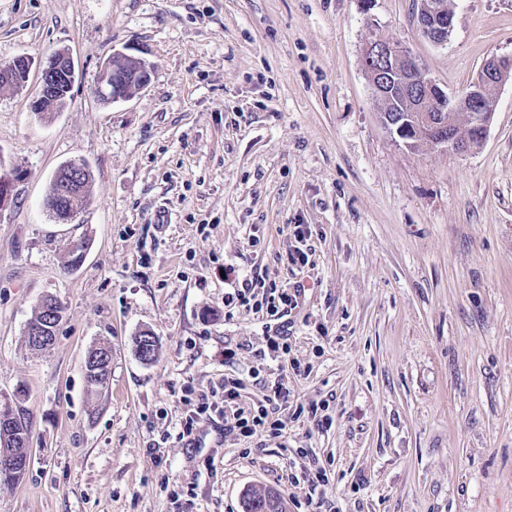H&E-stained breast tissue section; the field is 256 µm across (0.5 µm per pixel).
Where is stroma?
I'll return each instance as SVG.
<instances>
[{
    "label": "stroma",
    "mask_w": 512,
    "mask_h": 512,
    "mask_svg": "<svg viewBox=\"0 0 512 512\" xmlns=\"http://www.w3.org/2000/svg\"><path fill=\"white\" fill-rule=\"evenodd\" d=\"M415 0H0V68L68 51L77 78L43 120L37 74L0 91V395L31 427V463L0 512H242L251 486L288 512H512V79L484 144L410 150L380 124L362 66L371 34L402 43L449 93L512 56V0H454L446 44ZM134 48L150 85L105 105L102 63ZM87 208L46 209L66 162ZM312 230L309 263L289 253ZM88 243L75 271L67 243ZM296 291L285 360L261 358L270 318L227 307L255 275ZM62 306L32 350L39 301ZM151 331L156 357L134 339ZM112 346L106 395L88 351ZM237 351L225 361V348ZM300 370H293V363ZM239 377L243 406L288 383L282 436L179 439L185 396ZM329 404L319 429L296 407ZM323 467L315 494L289 466ZM82 164L88 172L83 173V177L78 184L75 185L72 195L61 198V207L62 210L67 212L70 211L72 213L69 220L76 217L79 213L85 210L87 204L89 203V182L91 179V173L88 166L85 163ZM48 301L54 302L60 313L57 311H53L52 307L50 309L46 310L47 317H46V320L44 323L45 325H41L40 328L34 329L32 336H29L32 347L34 349L40 350V351L50 348L54 342L55 336H46L45 333L50 329L49 326H55L60 321V319L58 321L56 320L57 315L62 314V307L60 306L59 303H57L58 301L52 297H46L45 299L41 300L38 305L37 311L35 312L34 316L28 322L27 330H26V331H28L30 328H33V327L38 326L43 323L42 311H43L44 305ZM60 316L62 317V315H60Z\"/></svg>",
    "instance_id": "obj_1"
}]
</instances>
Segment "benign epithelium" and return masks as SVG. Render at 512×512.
Segmentation results:
<instances>
[{"label":"benign epithelium","instance_id":"1","mask_svg":"<svg viewBox=\"0 0 512 512\" xmlns=\"http://www.w3.org/2000/svg\"><path fill=\"white\" fill-rule=\"evenodd\" d=\"M415 21L431 42H448L453 16L440 0H418ZM362 64L375 101L390 107L400 103L410 113L412 121L409 122L403 116L390 117L386 111H378L380 123L395 142L411 147L409 131L421 127L436 149L455 154L469 153L483 145L494 116V111L487 110L484 102L488 95H498L512 70L511 58L493 56L480 67L465 96L452 95L428 77L400 42L375 33L365 44ZM31 68L32 61L26 57L1 67L0 89L24 87ZM152 73V64L146 58L131 53L128 47L116 50L112 60L101 67L95 96L104 103L129 101L148 87ZM38 74L39 94L30 107L36 114L48 117L66 102L71 92L75 80L74 60L67 51H58L39 64ZM463 100L468 104L465 111L471 115V134L465 137L448 124V113L460 110ZM46 314L45 324L34 329L30 336L32 347L40 351L52 346L54 337L46 332L58 324L59 312L48 309ZM111 361L108 346L96 349L84 361L85 378H101L109 371Z\"/></svg>","mask_w":512,"mask_h":512}]
</instances>
